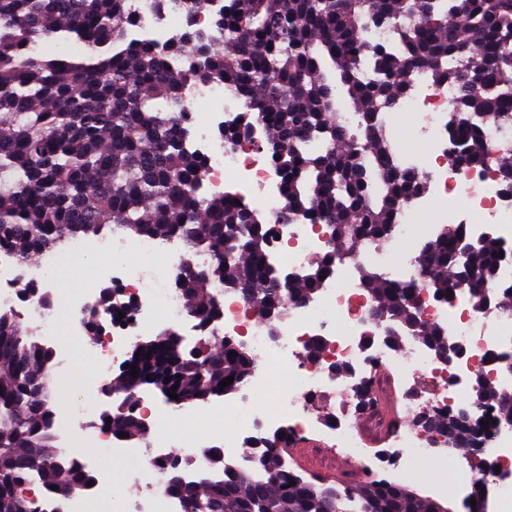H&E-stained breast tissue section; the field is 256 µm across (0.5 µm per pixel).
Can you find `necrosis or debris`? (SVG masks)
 <instances>
[{
  "instance_id": "necrosis-or-debris-1",
  "label": "necrosis or debris",
  "mask_w": 512,
  "mask_h": 512,
  "mask_svg": "<svg viewBox=\"0 0 512 512\" xmlns=\"http://www.w3.org/2000/svg\"><path fill=\"white\" fill-rule=\"evenodd\" d=\"M154 5V0H131L140 20L134 34L163 44L182 30L186 19L178 10L156 13ZM453 94L451 86L437 84L428 74L420 73L398 99L394 111L382 115L387 122L396 111L415 113L413 135L431 147L429 188L403 206L389 247H361L351 262L330 272L317 299L289 306L274 333L238 294L226 291L220 281L209 282V291L221 304L220 317L207 327L209 334L245 339L257 361L253 373L239 387L240 397L230 405L235 428L220 434L221 448L228 457L238 458L240 448L259 428L268 432L286 429L297 436L325 431L334 435L342 453L361 455L353 396L362 382L380 385L382 374L388 372L416 387V394L406 398V411L413 416L424 406L439 415L452 412L455 401L468 394L472 377L481 371L491 374L498 391L512 392V315L495 309L474 314L462 295L449 303L438 302L416 271L414 255L406 246L408 240L416 238L421 216L436 200L443 199L448 206L440 215L441 223L463 225L467 241L491 232L512 248V196L505 193L496 176L500 158L512 153V126L481 123L488 150L485 166L466 171L449 168L448 103ZM242 106V99L225 94L223 86L192 89L188 94L192 127L188 147L207 160L202 176L206 192L246 204L270 229V263L283 276L302 275L313 257L332 249L331 236L322 225L307 221L293 224L282 219L280 176L261 145L266 137L264 124H254L237 144L225 142L222 129ZM80 252L99 253L111 257L112 262L102 266L99 280L83 285L72 296L75 307L84 309L93 304L106 281L133 300L132 306L123 307L122 319L111 321L106 336L93 348L99 374L107 380L116 365L130 359L138 342L150 335L157 323H165L167 330L175 332L189 317L178 289L161 295L144 286L141 261L160 262L175 274L189 264H208L209 258L188 251L175 236L162 241L125 232L72 240L65 247L44 250L37 260L23 265L0 247V310L15 312L36 326L42 342L55 351L54 368L58 371L66 367L70 354L58 339L54 308L43 306L37 295L50 272L64 267L72 255ZM366 264L379 269L390 282L415 286L422 297V320L443 324L450 335L464 343L465 353L446 365L414 338L409 339L406 349H395L383 326L370 315L371 301L359 273ZM317 337L323 340L320 356L305 360L307 344ZM271 365L284 373L276 397L277 409L272 413L264 407L270 380L267 368ZM329 391L342 396L344 403L336 419L327 422L311 411L308 399ZM99 407L98 398L93 396L81 407L80 417L54 410L52 424L61 455L73 463L85 464L83 448L89 445L119 456L148 458V466L138 464L126 476L138 495L122 512H183L177 498L159 495L166 474L157 465L168 448V437L161 429L179 417L180 406L158 402L148 391L139 392L135 412L152 434L151 441L141 446L115 437L104 428L98 421ZM479 415L489 422L480 437L481 454L512 468V421L499 415L492 399L481 404ZM393 438L399 449L394 462L397 473L417 472L431 460L433 434L412 424L397 428Z\"/></svg>"
}]
</instances>
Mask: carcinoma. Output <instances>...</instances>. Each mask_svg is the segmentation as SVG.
I'll list each match as a JSON object with an SVG mask.
<instances>
[{
    "label": "carcinoma",
    "mask_w": 512,
    "mask_h": 512,
    "mask_svg": "<svg viewBox=\"0 0 512 512\" xmlns=\"http://www.w3.org/2000/svg\"><path fill=\"white\" fill-rule=\"evenodd\" d=\"M203 2L156 0V8L191 15ZM139 24L127 0H0V245L29 262L106 226L161 240L175 234L211 258L209 266L186 268L177 278L190 314L203 325L220 315L206 287L212 277L274 323L288 305L316 298L323 277L354 258L363 242L391 238L402 205L425 190L428 177L392 162L394 145L379 112L417 72L457 90L448 125L455 168L481 166L487 156L472 115L512 125V0H224L214 20L223 39L201 42L188 26L163 49L128 37ZM58 33L85 42L88 56L33 55L40 39ZM200 45L204 68L168 64ZM189 81L243 95L224 139L234 143L253 124H265L286 214L329 225L334 248L314 257L301 276L281 282L271 275L269 229L247 206L201 196L205 159L187 146L180 103ZM341 96L353 105L352 132L338 120ZM463 237L460 225L442 228L421 246L416 268L443 301L465 288L472 312L512 313V286L490 293L512 250L495 236L471 249ZM361 279L372 316L386 325L393 346L403 331L439 353L448 333L421 320L416 289L389 283L373 269H361ZM31 336L23 322L0 311V512H47L26 494L28 486L39 483L48 492L56 486L62 496L97 477L57 453L48 388L54 354ZM138 348L141 355L131 361L138 376L128 367L112 382V392L126 394L119 416L101 420L130 440L146 435L129 401L135 387L153 385L164 395L171 389L183 404L204 401L234 393L255 367L248 348L211 338L189 348L163 331ZM230 376L233 383L219 391ZM433 424L470 442L481 421L453 412ZM293 442L286 430L263 438L251 473L220 449L206 448L208 470L191 476L183 463L168 469L164 493L177 497L183 512L442 508L387 479L355 487L303 479L285 464Z\"/></svg>",
    "instance_id": "cac0c4a2"
}]
</instances>
